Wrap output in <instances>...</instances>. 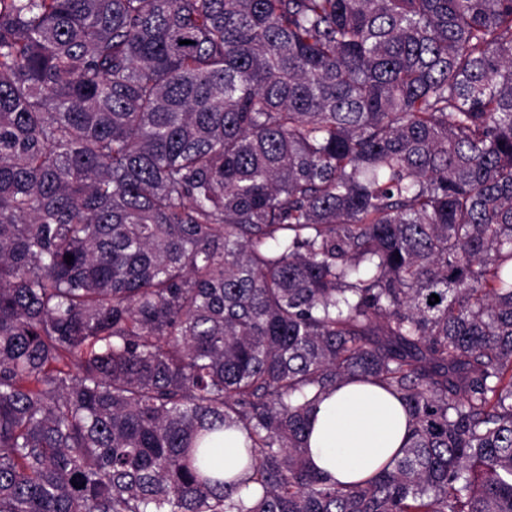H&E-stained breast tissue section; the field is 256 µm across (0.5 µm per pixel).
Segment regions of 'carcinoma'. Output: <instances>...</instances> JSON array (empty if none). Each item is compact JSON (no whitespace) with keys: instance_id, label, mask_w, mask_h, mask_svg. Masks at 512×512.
Listing matches in <instances>:
<instances>
[{"instance_id":"obj_1","label":"carcinoma","mask_w":512,"mask_h":512,"mask_svg":"<svg viewBox=\"0 0 512 512\" xmlns=\"http://www.w3.org/2000/svg\"><path fill=\"white\" fill-rule=\"evenodd\" d=\"M0 512H512V0H0ZM408 426L393 395L372 384L344 383L318 406L308 436L311 460L341 484L366 480L401 448ZM243 437L236 431L224 432V441L217 448H222L217 467L223 468L224 478H229L239 471V448Z\"/></svg>"}]
</instances>
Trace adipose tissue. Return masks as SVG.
<instances>
[{
    "label": "adipose tissue",
    "instance_id": "1",
    "mask_svg": "<svg viewBox=\"0 0 512 512\" xmlns=\"http://www.w3.org/2000/svg\"><path fill=\"white\" fill-rule=\"evenodd\" d=\"M408 426L402 404L384 389L342 384L318 406L308 436L311 460L339 483L366 480L401 448Z\"/></svg>",
    "mask_w": 512,
    "mask_h": 512
}]
</instances>
